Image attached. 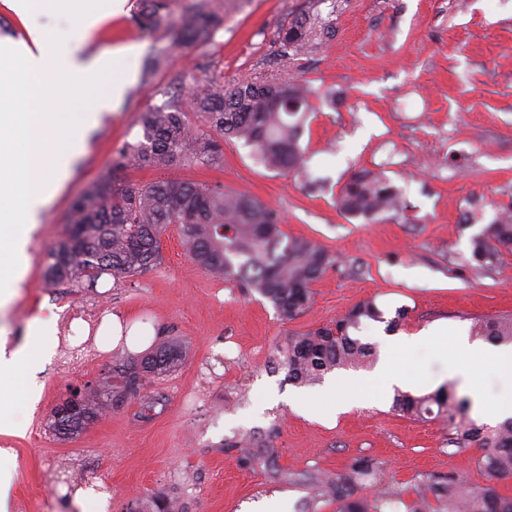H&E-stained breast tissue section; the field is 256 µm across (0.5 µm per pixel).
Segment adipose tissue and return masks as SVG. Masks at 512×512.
<instances>
[{
    "label": "adipose tissue",
    "instance_id": "ef3b65f1",
    "mask_svg": "<svg viewBox=\"0 0 512 512\" xmlns=\"http://www.w3.org/2000/svg\"><path fill=\"white\" fill-rule=\"evenodd\" d=\"M82 47V40L39 30L30 31L24 41L0 42V102L21 97L27 103L23 112L0 109V214L9 215L0 223V267L9 268L8 279H0V309L18 295L25 280L27 247L40 211L51 195L64 188L70 163L81 156L97 113L120 101L126 88L110 76L127 65L131 50L103 52L88 62ZM53 84L77 87L85 98L71 112L57 111L48 95ZM105 84L110 94L99 96ZM70 330L83 339L96 336L108 348L122 343L137 352L147 349L154 336L152 329L117 314L106 315L94 329L84 321H73ZM34 333L38 345L28 356L22 348L10 346L7 336H0V402L18 391L28 399L34 395L32 385H20L19 380L33 378L43 359L54 354L58 328L52 320L39 318ZM455 344L473 364L512 376V345L472 343L464 336L456 337ZM403 351V344H396L379 369L365 378V387L381 393L395 385L417 384L414 368L401 358Z\"/></svg>",
    "mask_w": 512,
    "mask_h": 512
}]
</instances>
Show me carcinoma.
<instances>
[{"label": "carcinoma", "mask_w": 512, "mask_h": 512, "mask_svg": "<svg viewBox=\"0 0 512 512\" xmlns=\"http://www.w3.org/2000/svg\"><path fill=\"white\" fill-rule=\"evenodd\" d=\"M136 15L144 28L168 21L177 30L174 44L206 43L224 25V0H196L177 14V0H145ZM322 27L319 17L295 21L279 33L285 50H302ZM169 56L147 58L143 77L150 83ZM315 91L301 82L274 80L226 83L212 78L191 87V106L179 100L140 114L142 136L124 143L112 162V176L87 187L72 201L65 232L48 254L47 277L71 288L93 286L103 274L125 278L162 262L161 239L170 225L179 227L189 257L212 274L243 283L268 299L287 321L298 317L312 301L311 285L335 265V257L320 244L285 239L280 214L259 200L222 185L164 180L139 183L119 178L125 170L162 166H210L223 157L224 142L236 139L251 148L265 167L283 175L307 172L300 138L310 98ZM197 113L208 131L187 121ZM399 190L373 171L353 172L336 198L350 217L398 213ZM472 258L482 267L494 266L502 250L512 248V211L503 209L472 238ZM383 321L371 299L357 303L333 324L290 334L276 347L274 362L297 385L321 382L340 369H359L374 357V348L357 332L365 320ZM474 337L493 344L512 343V315L474 320ZM180 353L160 347L137 363L118 361L112 374L125 394L138 397L154 375L173 368ZM112 408V385L104 382L78 394V405L64 401L50 427L77 434ZM393 409L417 420L448 423V446L476 448L475 464L485 478L474 485L450 472L429 476L416 488L420 501L433 495L446 512H512V497L502 488L512 480V417L493 425L470 416L471 403L450 384L423 395L399 392ZM378 463L359 459L345 470L312 481L315 496L336 500V512H382L399 496L387 486L368 502L360 497L370 481H380Z\"/></svg>", "instance_id": "cac0c4a2"}]
</instances>
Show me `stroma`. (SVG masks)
Here are the masks:
<instances>
[{
	"label": "stroma",
	"mask_w": 512,
	"mask_h": 512,
	"mask_svg": "<svg viewBox=\"0 0 512 512\" xmlns=\"http://www.w3.org/2000/svg\"><path fill=\"white\" fill-rule=\"evenodd\" d=\"M138 3L125 0L86 37L74 13L21 16L0 0L8 41L39 28L83 39L88 59L135 48L138 67L158 51L170 53L152 85L134 76L121 103L102 113L70 180L43 212L26 281L0 311V328L15 346L46 309L63 331L74 320L95 325L114 313L151 326L154 346L182 353L144 398L117 401L73 436L50 429L55 409L71 391L101 381L116 360L138 355L118 346L104 351L90 339L81 367L53 355L36 376L38 399L10 406L18 433L0 434L13 472L9 512H72L81 487L109 488L110 512H157L167 499L182 512H252L266 499L279 500L284 512H336L335 501L314 498L308 479L358 459L378 461L382 484L400 489L389 512H412L414 483L426 474L452 471L483 484L475 449L450 450L443 421L415 420L393 411L391 397H373L360 386L367 370L334 371L348 387L332 392L324 383L293 384L271 354L288 334L329 324L367 298L384 319L365 322L361 334L381 355L422 331L466 335L473 318L512 314V253L491 268L478 266L473 232L459 228L468 213L487 224L512 205V0H226L212 42L180 52L169 26L149 30L133 21ZM315 15L327 33L313 35L299 54L284 53L279 31ZM210 77H276L315 90L301 137L315 184L267 170L234 139L217 166L123 177L221 184L276 209L288 238L314 240L337 258L312 284L310 306L282 319L258 293L195 264L174 225L162 238L158 267L113 280L105 291L51 284L47 255L72 199L111 174L118 147L140 138L141 112L184 98L194 80ZM361 168L402 191V214L364 219L339 211L342 185ZM401 306L407 319L386 332L385 320ZM405 358L430 392L450 382L458 395L490 400L512 389V377L474 366L439 339L409 348ZM267 441L275 451L264 456L258 445Z\"/></svg>",
	"instance_id": "stroma-1"
}]
</instances>
